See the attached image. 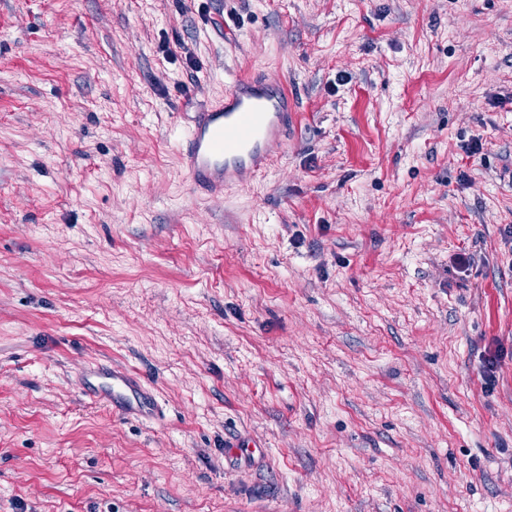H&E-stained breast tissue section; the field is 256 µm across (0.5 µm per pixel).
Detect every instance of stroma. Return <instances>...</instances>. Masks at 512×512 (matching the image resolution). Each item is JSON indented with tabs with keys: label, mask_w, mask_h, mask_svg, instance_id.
<instances>
[{
	"label": "stroma",
	"mask_w": 512,
	"mask_h": 512,
	"mask_svg": "<svg viewBox=\"0 0 512 512\" xmlns=\"http://www.w3.org/2000/svg\"><path fill=\"white\" fill-rule=\"evenodd\" d=\"M271 71L284 150L192 194ZM0 512H512V0H0ZM295 116L288 87L264 73L240 76L224 101L198 112L182 151L191 190L220 195L246 170L262 172L285 146ZM85 397L112 408L127 419H149L158 413V404L142 376L120 365H98L81 379Z\"/></svg>",
	"instance_id": "stroma-1"
}]
</instances>
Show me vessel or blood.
<instances>
[{"label": "vessel or blood", "instance_id": "obj_1", "mask_svg": "<svg viewBox=\"0 0 512 512\" xmlns=\"http://www.w3.org/2000/svg\"><path fill=\"white\" fill-rule=\"evenodd\" d=\"M295 101L279 79L258 73L235 79L223 101L198 113L182 151L191 190L220 195L240 182L244 171H263L285 146ZM85 397L127 419H149L157 401L135 370L99 365L81 379Z\"/></svg>", "mask_w": 512, "mask_h": 512}]
</instances>
